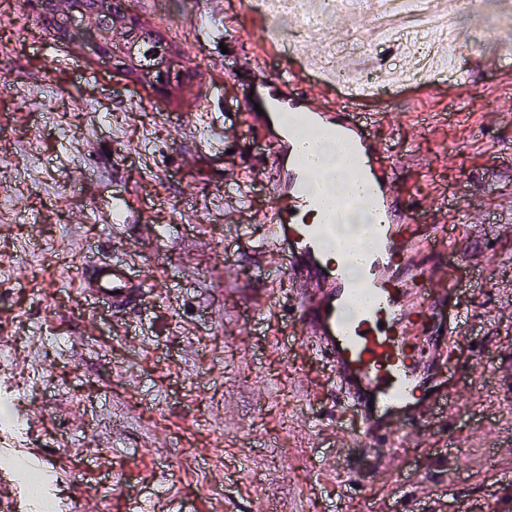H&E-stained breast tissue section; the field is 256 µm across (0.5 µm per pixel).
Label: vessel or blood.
I'll return each instance as SVG.
<instances>
[{
  "instance_id": "vessel-or-blood-1",
  "label": "vessel or blood",
  "mask_w": 512,
  "mask_h": 512,
  "mask_svg": "<svg viewBox=\"0 0 512 512\" xmlns=\"http://www.w3.org/2000/svg\"><path fill=\"white\" fill-rule=\"evenodd\" d=\"M276 111H246L232 131L248 127L265 136L280 130L272 161L286 164L279 201L265 214L266 236L257 251L284 267L291 284L290 306L297 340L326 360L333 384L352 415L350 432L375 470L391 468L407 435L425 428L457 400L450 379L438 368L450 359L462 314L453 303L460 282L456 261L461 240L442 225L421 234L414 225L419 206L399 186L398 167L384 143L372 135L371 114L354 111L355 92L336 100V81L326 78L310 95L298 71L273 78ZM347 141L354 154L357 195L324 203L318 191L325 174L306 154L324 137ZM352 209L372 212V247H336L340 216ZM88 304L119 313L139 307L152 291L148 277L122 259L100 262L77 288ZM26 464L0 472V512H12L27 467L57 474L62 463L38 448L20 451Z\"/></svg>"
}]
</instances>
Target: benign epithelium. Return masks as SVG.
<instances>
[{"instance_id":"obj_1","label":"benign epithelium","mask_w":512,"mask_h":512,"mask_svg":"<svg viewBox=\"0 0 512 512\" xmlns=\"http://www.w3.org/2000/svg\"><path fill=\"white\" fill-rule=\"evenodd\" d=\"M93 14L97 24L90 39L98 52L109 57L113 73L124 75L129 68L137 70V85L154 88L160 93H172L175 84L185 75L182 57L176 52L159 51L150 66L139 62L137 48L145 39V29L132 12L127 0H74L69 14Z\"/></svg>"}]
</instances>
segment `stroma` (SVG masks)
<instances>
[{
  "label": "stroma",
  "mask_w": 512,
  "mask_h": 512,
  "mask_svg": "<svg viewBox=\"0 0 512 512\" xmlns=\"http://www.w3.org/2000/svg\"><path fill=\"white\" fill-rule=\"evenodd\" d=\"M247 2L130 0L193 74L171 101L114 74L88 42L50 39L30 6L0 0V389L16 393L18 447L60 456L58 502L77 488L96 512L135 501L141 512H258L268 501L276 512H360L368 499L396 512L404 493L415 512L512 504V122L502 119L512 82L501 76L512 25L494 24L481 0H457L455 69L363 105L385 115L376 133L418 195L419 225L465 242L459 402L381 475L344 431L351 417L332 400L329 364L295 342L287 312L252 310L266 288L290 295L251 247L265 234L252 215L271 206L277 175L268 147L245 131L229 151L199 147L268 69L299 66L282 45L267 70L227 64L261 52ZM368 24L329 19L309 56L351 59ZM116 195L131 204L119 226ZM144 224L160 237L143 236ZM115 257L160 291L119 317L74 290ZM456 441L465 455L448 453ZM328 458L334 471L322 469Z\"/></svg>",
  "instance_id": "stroma-1"
}]
</instances>
